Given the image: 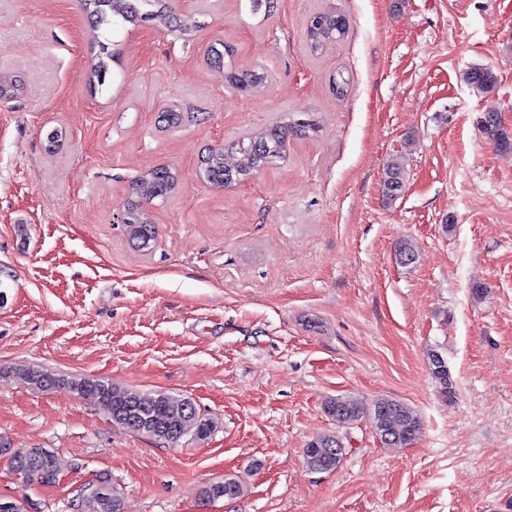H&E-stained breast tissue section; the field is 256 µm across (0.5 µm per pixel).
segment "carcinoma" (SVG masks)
<instances>
[{
	"instance_id": "obj_1",
	"label": "carcinoma",
	"mask_w": 512,
	"mask_h": 512,
	"mask_svg": "<svg viewBox=\"0 0 512 512\" xmlns=\"http://www.w3.org/2000/svg\"><path fill=\"white\" fill-rule=\"evenodd\" d=\"M98 25L107 30L126 23L136 25L153 23L165 26L170 15L162 0H82ZM346 15L332 9L319 11L311 16L307 26V39L312 49L325 41L342 39L348 33ZM112 53L106 44L101 45L98 61L90 67L89 81L103 84L108 73V60ZM210 65L224 74V83L248 92L264 87L269 82L268 72L261 66L224 67L223 56L216 53ZM466 81L490 92L497 84V76L490 68H473L466 73ZM480 129L486 140L503 153H512V132L504 128L493 114L487 113L480 120ZM315 130L309 120H297L286 125H275L257 136L223 144L208 150L202 157L200 171L203 179L215 187L227 185L230 177H244L285 158L288 136ZM389 176L385 185L387 199L393 200L404 184L403 164H388ZM178 174L168 166L158 167L133 180L128 186L131 197L126 210L125 224L132 239L138 241L139 228L146 223L143 206L157 198L168 197L176 188ZM431 373L439 385L443 398L453 396L448 370L441 365L440 356H429ZM31 387L48 391L60 384L89 397L105 411L112 421L138 434L176 444L184 438L204 439L213 430V422L192 410L190 397L175 396L166 392L145 394L137 389L119 390L112 382L102 379L64 378L42 369L31 368L23 373ZM327 413L339 424L358 420L368 413L383 443L406 447L412 444L421 430L418 415L407 405L392 399H381L372 408L351 397H338L326 405ZM344 446L334 434H323L308 441L303 449L307 465L314 471L329 472L340 464ZM0 459L7 460L11 471L20 476L23 484H53L57 481L59 466L54 452L47 448H31L26 460H19L14 449L0 437ZM98 491L82 499L83 512H122V503L112 487L111 480L101 477L96 481Z\"/></svg>"
}]
</instances>
